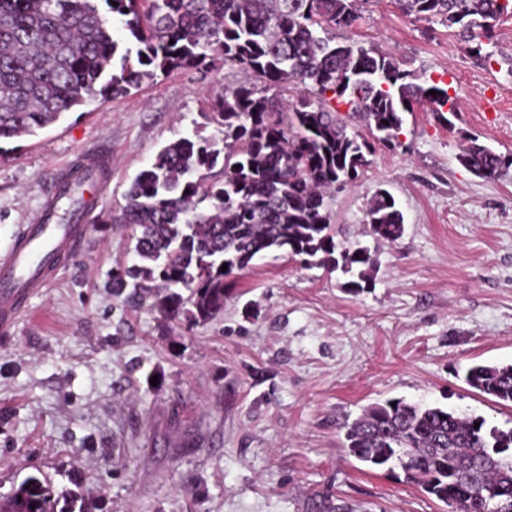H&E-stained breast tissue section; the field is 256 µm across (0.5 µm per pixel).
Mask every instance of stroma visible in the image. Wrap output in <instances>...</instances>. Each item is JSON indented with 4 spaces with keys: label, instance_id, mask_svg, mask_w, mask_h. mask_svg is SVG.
Segmentation results:
<instances>
[{
    "label": "stroma",
    "instance_id": "stroma-1",
    "mask_svg": "<svg viewBox=\"0 0 512 512\" xmlns=\"http://www.w3.org/2000/svg\"><path fill=\"white\" fill-rule=\"evenodd\" d=\"M348 37L459 101L449 125L415 104L399 146L377 148L356 186L336 193L337 241L376 259L357 295L341 272L274 252L239 273L205 323L113 297V270L134 256L104 214L163 145L215 135L207 103L238 71L161 76L0 142V255L77 154L112 163L84 250L0 333V497L41 473L80 485L93 512H450L401 469L362 466L345 426L401 398L512 427V403L463 381L471 363H512V171L489 181L458 161L472 135L512 154V17L488 63L394 0H367ZM380 189L406 217L394 242L365 222Z\"/></svg>",
    "mask_w": 512,
    "mask_h": 512
}]
</instances>
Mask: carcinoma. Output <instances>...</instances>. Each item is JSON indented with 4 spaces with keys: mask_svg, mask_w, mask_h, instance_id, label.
Returning a JSON list of instances; mask_svg holds the SVG:
<instances>
[{
    "mask_svg": "<svg viewBox=\"0 0 512 512\" xmlns=\"http://www.w3.org/2000/svg\"><path fill=\"white\" fill-rule=\"evenodd\" d=\"M102 2L131 37L122 52L97 0H0V141L32 135L97 96L123 97L181 70L227 66L256 78L211 101L219 137H181L162 147L134 177L124 207L108 216L136 240V261L112 272V295L127 303L152 298L167 319L207 322L224 311L226 285L273 251L339 269L353 277L351 292L363 290L373 255L335 240L330 192L355 183L376 147L398 144L415 103L427 102L453 126L456 97L418 83L371 44L336 41V31L358 20L357 0ZM395 3L417 19L440 20L480 60L490 58L485 46L498 22L512 15V0ZM288 83L301 89L291 101L279 96ZM351 117L370 137L348 131ZM459 161L487 180L512 168V156L476 136ZM366 223L378 239L404 233V215L384 190L368 202ZM465 382L512 403V364L471 365ZM346 440L359 462L398 463L406 482L452 512H512V428L389 399L351 423ZM0 512L92 506L79 489L37 477L1 498Z\"/></svg>",
    "mask_w": 512,
    "mask_h": 512,
    "instance_id": "carcinoma-1",
    "label": "carcinoma"
}]
</instances>
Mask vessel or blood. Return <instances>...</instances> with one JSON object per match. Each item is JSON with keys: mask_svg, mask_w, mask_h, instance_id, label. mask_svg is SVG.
I'll return each mask as SVG.
<instances>
[{"mask_svg": "<svg viewBox=\"0 0 512 512\" xmlns=\"http://www.w3.org/2000/svg\"><path fill=\"white\" fill-rule=\"evenodd\" d=\"M109 162L97 154L80 158L67 177L69 194L53 190L35 223L23 225L9 253L0 257V329L9 330L30 299L52 280L61 259L73 258L86 240L85 212L75 205L86 184L98 182Z\"/></svg>", "mask_w": 512, "mask_h": 512, "instance_id": "b4317fda", "label": "vessel or blood"}]
</instances>
